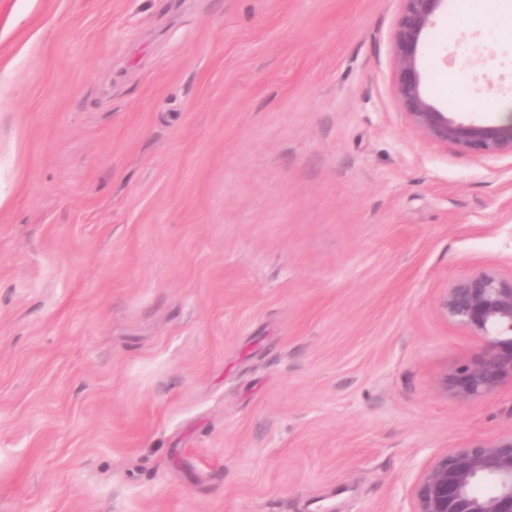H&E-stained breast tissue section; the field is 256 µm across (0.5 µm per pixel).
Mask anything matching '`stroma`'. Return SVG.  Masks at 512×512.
Returning a JSON list of instances; mask_svg holds the SVG:
<instances>
[{"label":"stroma","mask_w":512,"mask_h":512,"mask_svg":"<svg viewBox=\"0 0 512 512\" xmlns=\"http://www.w3.org/2000/svg\"><path fill=\"white\" fill-rule=\"evenodd\" d=\"M401 0H0V512H411L512 432L448 286L512 272V155L415 132ZM423 90L505 122L512 21Z\"/></svg>","instance_id":"stroma-1"}]
</instances>
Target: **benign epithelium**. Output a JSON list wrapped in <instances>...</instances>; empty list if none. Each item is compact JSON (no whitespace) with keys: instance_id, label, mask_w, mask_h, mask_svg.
Returning a JSON list of instances; mask_svg holds the SVG:
<instances>
[{"instance_id":"7a95c632","label":"benign epithelium","mask_w":512,"mask_h":512,"mask_svg":"<svg viewBox=\"0 0 512 512\" xmlns=\"http://www.w3.org/2000/svg\"><path fill=\"white\" fill-rule=\"evenodd\" d=\"M402 2L393 36L396 94L414 129L477 157L512 154V115L503 124L464 121L423 92L419 48L447 0ZM442 309L449 321L485 342L445 385L459 397L476 398L512 381V273L493 267L473 272L448 287ZM412 512H512V433L473 439L438 455L417 480Z\"/></svg>"}]
</instances>
